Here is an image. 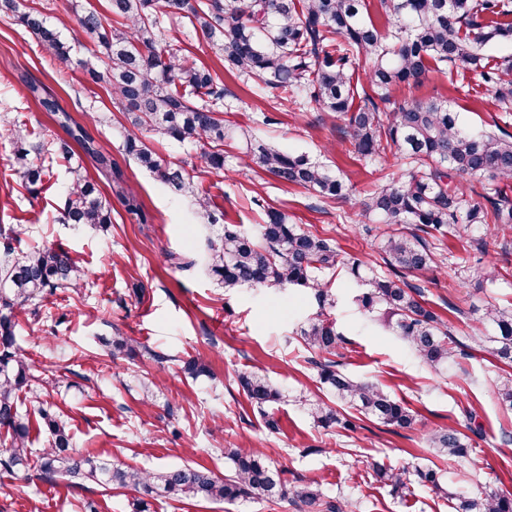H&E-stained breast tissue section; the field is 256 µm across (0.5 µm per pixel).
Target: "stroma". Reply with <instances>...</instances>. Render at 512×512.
Listing matches in <instances>:
<instances>
[{
  "instance_id": "obj_1",
  "label": "stroma",
  "mask_w": 512,
  "mask_h": 512,
  "mask_svg": "<svg viewBox=\"0 0 512 512\" xmlns=\"http://www.w3.org/2000/svg\"><path fill=\"white\" fill-rule=\"evenodd\" d=\"M177 44L210 67L228 91L224 120L250 134L308 155L337 171L348 187L346 202L320 201L313 191L284 184L261 169L237 170V146L225 149L226 173L202 172L218 226L201 221L188 198L173 193L122 153V112L105 88L83 90L80 73H59L35 40L12 18L0 15V112L17 119L15 133H0V260L11 250L59 244L88 274L87 287L59 288L38 301V312L23 315L16 341L31 380L19 399L30 426L29 446L48 445L41 413L63 421L76 450L121 461L146 471L183 465L225 472L228 448L260 449L288 486L318 477L325 500H348L353 512H449L447 493L475 483L512 495V411L494 390L504 366L490 350L466 351L452 366L436 371L423 364L401 336L379 316L362 315L353 301L357 286L345 268L326 274L337 298L328 314L344 335L335 360L349 375L375 383L404 402L416 421L392 429L352 415V428L314 425L300 403L326 396L312 352L300 329L320 307L301 288L224 290L189 259L202 250L219 225L247 233L263 223L267 210L286 213L291 223L333 240L342 257L355 258L389 274L380 244L390 227L353 208L374 186L404 173L393 155L353 159L340 141L339 122L316 106L299 111L269 95L254 93L230 76L221 60L196 38L178 34ZM38 80L75 121L85 126L123 171L147 216L146 222L112 202L107 227L59 223L67 175L64 160L44 147L63 137L51 113L31 98L23 76ZM455 69H431L422 85L392 87L382 109L429 99L451 100L469 129L500 126L512 133V113L488 106L491 88L468 75L469 91L458 90ZM25 142L47 175L39 192L23 188L12 171L18 142ZM438 265L424 272H400L401 281L421 289L428 307L447 320L455 336L483 331L479 320L488 303H512V243L489 227L485 252L464 234L434 233ZM496 260L507 266L494 285L478 283L464 267ZM125 339L131 355L108 356V344ZM203 357L208 374L195 377L184 363ZM259 371L281 391L267 411L242 391L241 373ZM473 413L471 464L440 463L443 493L420 484L393 493L377 481L371 465L414 469L436 459L428 437L440 428L466 430ZM278 426L269 429L266 420ZM136 491L76 484L66 477L0 473V512H132ZM150 512H298L287 499H250L233 505L153 500Z\"/></svg>"
}]
</instances>
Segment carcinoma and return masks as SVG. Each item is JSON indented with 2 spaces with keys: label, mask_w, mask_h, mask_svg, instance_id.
Segmentation results:
<instances>
[{
  "label": "carcinoma",
  "mask_w": 512,
  "mask_h": 512,
  "mask_svg": "<svg viewBox=\"0 0 512 512\" xmlns=\"http://www.w3.org/2000/svg\"><path fill=\"white\" fill-rule=\"evenodd\" d=\"M379 3L390 21L385 30L365 17L363 0H108L109 15L92 7L78 15L79 31L92 41L79 57L42 12L20 9L19 0H0V14L12 16L60 69L78 70L82 85L104 87L132 126L124 137L125 154L174 193L191 198L198 214L212 225L217 219L210 198L195 182L193 169L200 164L223 172L228 142L244 143L240 156L244 169L256 166L327 201L344 202L348 194L327 165L224 123V84L208 68L163 44L166 27L189 29L224 62L227 72L253 82L256 90L295 105L314 103L336 114L344 122L343 142L351 146L350 153L371 157L390 152L409 166L407 173L377 186L354 206L396 225L380 246L392 270L422 271L433 267L435 252L419 235L421 231H439L460 222L476 246L483 244L490 224L512 231V197L507 193L512 187V134L499 128L466 130L448 100H415L393 112L381 111L380 103L393 86L421 85L434 62L480 76L493 89L498 111L512 112V57L493 67L485 62L486 48L512 41V22L498 21L512 15V0ZM360 58L373 62L366 87L353 83V65ZM22 81L82 153L110 177L111 190L127 211L146 220L112 156L41 84L26 77ZM152 139L198 147L197 163L188 170L167 162L150 146ZM52 151L67 163L68 185L59 221L91 226L112 223L111 201L75 158L70 143L56 142ZM12 170L31 192L46 176L21 143L14 151ZM472 180L481 182L478 201L467 199L459 188V183ZM258 235L256 240L233 224L224 225L220 234L206 240L200 253L202 265L228 290L267 285L308 288L324 307L335 304V298L320 273L342 264L361 288L355 296L359 308L379 313L423 363L444 369L456 362L461 348L490 346L512 368V305L486 306L482 321L491 331L461 340L448 321L425 306L417 288L388 275L363 272L357 259L341 260L329 240L289 223L285 213L267 211ZM474 274L481 284H492L502 276L501 268L492 262ZM85 278V270L60 246L11 252L0 264V429L10 436L0 470L7 473L30 469L32 456L30 427L18 406V392L29 381L26 360L15 347L18 316L48 292L83 287ZM301 336L320 356L312 364L337 402L386 426L411 427L413 416L401 402L373 383L347 376L328 359L343 342L335 323L318 316L301 330ZM239 384L259 409L280 399V393L258 372L240 374ZM497 398L512 410L511 373L500 381ZM307 411L324 429L351 426L346 416L319 397L307 400ZM41 416L49 440L36 456L40 475L130 487L141 494L132 502L133 512H145L144 497L154 494L226 503L277 496L291 499L301 512H321L323 507L327 512H348L350 508L347 502L323 504L315 479L288 488L257 448L224 452L228 474L223 477L191 466L149 472L79 454L65 425L46 412ZM430 443L441 456L459 461L469 457L470 437L453 427L432 433ZM373 470L393 491L408 488L407 471L378 465ZM448 508L451 512H512V497L477 483L467 491L448 494Z\"/></svg>",
  "instance_id": "cac0c4a2"
}]
</instances>
